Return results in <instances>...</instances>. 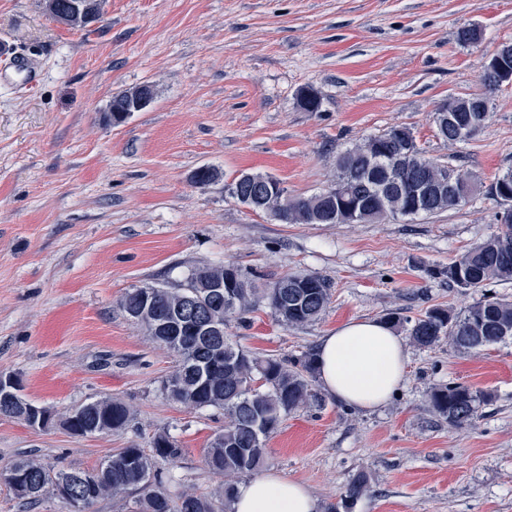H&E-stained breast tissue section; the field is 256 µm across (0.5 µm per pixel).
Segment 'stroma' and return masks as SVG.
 <instances>
[{
	"label": "stroma",
	"mask_w": 512,
	"mask_h": 512,
	"mask_svg": "<svg viewBox=\"0 0 512 512\" xmlns=\"http://www.w3.org/2000/svg\"><path fill=\"white\" fill-rule=\"evenodd\" d=\"M468 26L481 42L459 43ZM509 41L512 0H107L84 29L58 23L44 0H0V65L24 56L40 70L37 82L0 84V372L58 418L34 431L0 417V471L23 456L89 470L167 432L182 450L172 473L218 487L204 458L224 414L162 392L174 356L120 311L131 289L174 287L220 262L261 288L287 274L328 279L330 303L310 324L285 326L262 301L227 324L259 358L316 350L344 323L391 313L404 337L433 307L457 314L477 301L427 270L499 231L503 206L487 194L432 218L281 224L226 186L262 173L289 197L312 196L340 152L393 126L491 183L512 168V84L491 95V118L469 141L444 143L432 115L482 93L486 59ZM143 84L153 101L112 125V97ZM305 86L320 111L298 105ZM202 166L218 179L196 185ZM407 352L404 381L379 408L318 389L264 440L265 469L307 485L324 510L362 470L369 489L352 512H512V340ZM448 383L490 394L474 425L431 412L429 391ZM106 396L131 406L127 429L79 437L62 426Z\"/></svg>",
	"instance_id": "1"
}]
</instances>
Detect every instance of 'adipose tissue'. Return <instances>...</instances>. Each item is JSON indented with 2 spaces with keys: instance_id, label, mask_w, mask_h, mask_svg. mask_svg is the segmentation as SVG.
Here are the masks:
<instances>
[{
  "instance_id": "obj_1",
  "label": "adipose tissue",
  "mask_w": 512,
  "mask_h": 512,
  "mask_svg": "<svg viewBox=\"0 0 512 512\" xmlns=\"http://www.w3.org/2000/svg\"><path fill=\"white\" fill-rule=\"evenodd\" d=\"M318 376L337 400L358 409L384 405L404 380L408 355L387 324L354 320L321 339ZM233 512H318L316 497L301 482L274 470L242 483Z\"/></svg>"
}]
</instances>
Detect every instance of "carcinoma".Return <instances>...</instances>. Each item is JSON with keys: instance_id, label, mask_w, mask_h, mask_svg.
I'll use <instances>...</instances> for the list:
<instances>
[{"instance_id": "carcinoma-1", "label": "carcinoma", "mask_w": 512, "mask_h": 512, "mask_svg": "<svg viewBox=\"0 0 512 512\" xmlns=\"http://www.w3.org/2000/svg\"><path fill=\"white\" fill-rule=\"evenodd\" d=\"M476 103H489L484 94L450 97L443 106L454 108L453 121L443 122L435 115L439 136L453 145L474 137L480 128L465 136L459 129L479 116L469 111ZM419 147L406 127L393 126L364 138L336 158V212L349 215L332 219L323 193L300 198L281 219L283 224L303 223V214L313 210L318 224L368 223L379 220L416 219L451 211L466 203L453 194H441L425 200L419 209L410 208V192L426 173V165L437 164ZM488 191L503 202L512 200V168L498 175ZM232 265L220 263L195 269L185 278L183 288H160L155 298L161 307L183 304L193 295L208 300V289L198 287L201 277ZM433 274L448 279V284L466 290L481 291L498 281L512 280V223L501 232L469 250L445 268ZM304 283L296 288L294 284ZM290 289H284L285 285ZM265 299L275 316L288 326H304L317 320L331 299V284L312 274H287L265 288L242 277L234 295L222 305H209L212 314L224 322L244 315L254 302ZM149 336L176 356L175 365L163 381L165 395L190 410L224 411V427L212 436L205 456L206 467L224 477V483L212 494H199L188 487L173 486L175 477H163L156 469L157 459L174 461L181 454L175 437L158 435L150 451L135 445L109 456L99 466V481L85 491L84 470L49 469L35 458L15 461L10 470L24 476L25 489L13 491L15 498L35 504L45 496L60 498V481L68 479L73 493H89L87 506L131 491L139 493L133 512H232L236 479L258 470L263 463V440L275 433L288 414L316 398L310 380L316 373L315 353L300 357L260 359L239 348L230 337L217 336L201 341L188 330H148ZM411 341L429 348L442 340L448 346L468 352L512 338V302L485 297L460 314L437 307L414 321L409 329ZM490 395L464 384L433 388L428 394L432 412L456 427L469 425L480 405ZM76 429L83 435H98L124 429L131 417V407L118 397H103L84 403ZM368 477L355 474L346 485L342 504L348 508L366 492Z\"/></svg>"}]
</instances>
